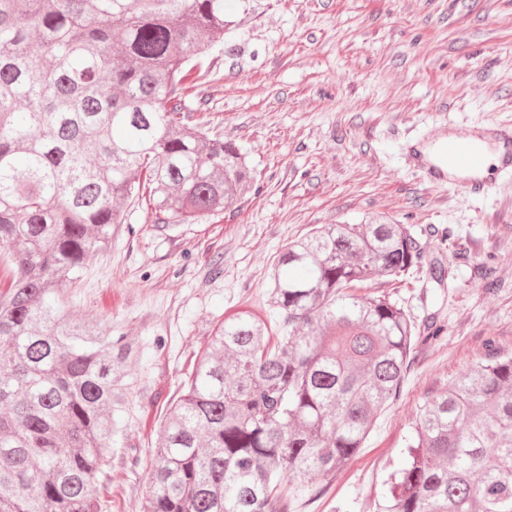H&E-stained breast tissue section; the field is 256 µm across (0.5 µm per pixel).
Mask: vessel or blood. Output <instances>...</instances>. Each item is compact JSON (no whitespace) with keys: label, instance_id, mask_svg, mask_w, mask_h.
Masks as SVG:
<instances>
[{"label":"vessel or blood","instance_id":"b4317fda","mask_svg":"<svg viewBox=\"0 0 512 512\" xmlns=\"http://www.w3.org/2000/svg\"><path fill=\"white\" fill-rule=\"evenodd\" d=\"M503 145L500 158L502 172L512 173V132L504 127L455 126L449 133L429 139L430 154H422L410 145L407 161L430 182L459 186L469 193H481L486 180L481 172L485 157L495 145Z\"/></svg>","mask_w":512,"mask_h":512}]
</instances>
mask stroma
<instances>
[{
	"label": "stroma",
	"mask_w": 512,
	"mask_h": 512,
	"mask_svg": "<svg viewBox=\"0 0 512 512\" xmlns=\"http://www.w3.org/2000/svg\"><path fill=\"white\" fill-rule=\"evenodd\" d=\"M233 26L205 59L192 120L245 145L257 181L204 224L164 231L124 208L110 251L65 292L82 318L142 348L127 367L123 439L99 480L104 512H140L160 431L212 328L266 309L268 274L318 224L384 216L412 225L443 284L388 286L441 337L420 345L399 396L331 485L313 479L296 512H375L420 404L512 352V176L484 195L433 185L402 147L449 125H512V0H228Z\"/></svg>",
	"instance_id": "1"
}]
</instances>
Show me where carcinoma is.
Returning a JSON list of instances; mask_svg holds the SVG:
<instances>
[{
    "instance_id": "carcinoma-1",
    "label": "carcinoma",
    "mask_w": 512,
    "mask_h": 512,
    "mask_svg": "<svg viewBox=\"0 0 512 512\" xmlns=\"http://www.w3.org/2000/svg\"><path fill=\"white\" fill-rule=\"evenodd\" d=\"M224 0H0V512H102L140 349L76 316L64 289L112 242L123 206L152 223L219 214L248 152L187 103L224 43ZM443 268L409 224H323L288 242L266 316L226 319L167 411L141 512H294L395 398L422 326L379 280ZM376 512H512V354L419 406Z\"/></svg>"
}]
</instances>
